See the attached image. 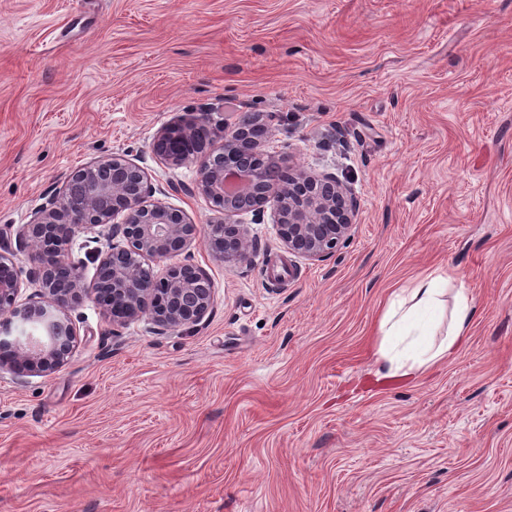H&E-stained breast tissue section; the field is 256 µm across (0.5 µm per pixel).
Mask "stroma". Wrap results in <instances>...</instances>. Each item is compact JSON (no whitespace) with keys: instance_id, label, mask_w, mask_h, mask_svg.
Listing matches in <instances>:
<instances>
[{"instance_id":"1","label":"stroma","mask_w":512,"mask_h":512,"mask_svg":"<svg viewBox=\"0 0 512 512\" xmlns=\"http://www.w3.org/2000/svg\"><path fill=\"white\" fill-rule=\"evenodd\" d=\"M204 107L349 186L350 238L308 261L245 214L247 267L195 241L194 329L79 306L63 368L0 372V512H512V0H0V228L128 150L210 224L152 151ZM433 272L469 339L382 376L379 312Z\"/></svg>"}]
</instances>
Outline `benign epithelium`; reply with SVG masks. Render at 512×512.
Masks as SVG:
<instances>
[{
    "label": "benign epithelium",
    "instance_id": "7a95c632",
    "mask_svg": "<svg viewBox=\"0 0 512 512\" xmlns=\"http://www.w3.org/2000/svg\"><path fill=\"white\" fill-rule=\"evenodd\" d=\"M268 121L245 113L232 127L212 108L163 126L153 152L168 169L197 164L191 194L208 200L219 216L206 228L155 194L175 188L172 181L156 186L131 159V151L114 153L74 172L57 195L49 198L33 221L15 232L17 244L36 241L31 254V281L40 287L39 300L19 303L20 270L11 244L0 232V314L35 324L40 330L21 341L10 338V322L0 324V369L16 375L49 374L64 367L78 343L69 312L87 300L97 304L114 327L146 318L160 331L197 327L209 314L213 289L197 266L174 263L160 274L145 259L170 260L203 237L209 250L230 266L250 263L253 241L236 216L263 219L271 209L282 245L308 260L330 254L346 241L355 226L359 204L351 189L332 174L316 175L288 169V180L270 188L255 160L268 155ZM122 222L112 223L116 216ZM82 226L108 228L110 251L76 258L69 235ZM122 238V243L115 242ZM97 263L86 281L85 260ZM71 269L69 287L54 283V268Z\"/></svg>",
    "mask_w": 512,
    "mask_h": 512
}]
</instances>
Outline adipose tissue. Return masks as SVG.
Listing matches in <instances>:
<instances>
[{
    "label": "adipose tissue",
    "mask_w": 512,
    "mask_h": 512,
    "mask_svg": "<svg viewBox=\"0 0 512 512\" xmlns=\"http://www.w3.org/2000/svg\"><path fill=\"white\" fill-rule=\"evenodd\" d=\"M449 278L428 275L399 289L379 322L377 360L387 376L414 379L450 358L469 338L475 308L465 290L449 293ZM453 304H446V295Z\"/></svg>",
    "instance_id": "1"
}]
</instances>
